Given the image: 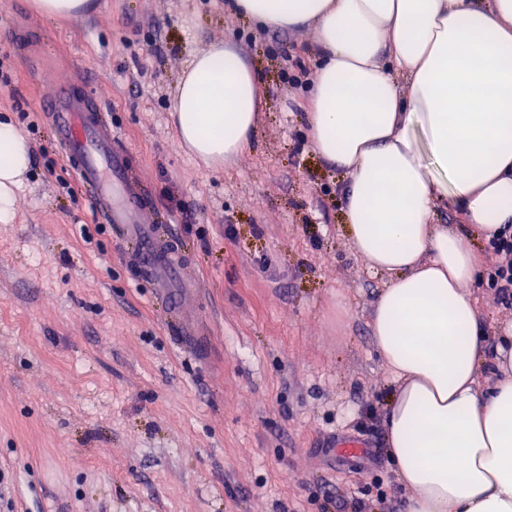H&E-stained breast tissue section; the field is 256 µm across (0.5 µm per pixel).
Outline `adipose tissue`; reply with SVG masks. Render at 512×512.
Masks as SVG:
<instances>
[{
	"mask_svg": "<svg viewBox=\"0 0 512 512\" xmlns=\"http://www.w3.org/2000/svg\"><path fill=\"white\" fill-rule=\"evenodd\" d=\"M257 24L311 32L318 64L307 137L343 169L353 250L388 280L374 346L395 389L388 452L409 512H512V328L487 389V336L468 287L472 238L512 223V0H235ZM264 104L229 44L194 53L171 107L181 145L219 167L251 145ZM32 164L0 119V223ZM460 213L456 228L434 208Z\"/></svg>",
	"mask_w": 512,
	"mask_h": 512,
	"instance_id": "ef3b65f1",
	"label": "adipose tissue"
}]
</instances>
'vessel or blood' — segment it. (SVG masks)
Masks as SVG:
<instances>
[{"mask_svg": "<svg viewBox=\"0 0 512 512\" xmlns=\"http://www.w3.org/2000/svg\"><path fill=\"white\" fill-rule=\"evenodd\" d=\"M52 115L55 140L106 223L117 230L121 241L134 245V264L149 280L165 312L186 333H194L195 321L181 308L177 285L194 289L188 264L169 255L160 224L141 188V176L116 142L103 110L86 91L63 83L42 104Z\"/></svg>", "mask_w": 512, "mask_h": 512, "instance_id": "vessel-or-blood-1", "label": "vessel or blood"}]
</instances>
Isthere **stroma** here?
Wrapping results in <instances>:
<instances>
[{
  "instance_id": "stroma-1",
  "label": "stroma",
  "mask_w": 512,
  "mask_h": 512,
  "mask_svg": "<svg viewBox=\"0 0 512 512\" xmlns=\"http://www.w3.org/2000/svg\"><path fill=\"white\" fill-rule=\"evenodd\" d=\"M225 0H97L49 18L0 0V115L32 147L0 223V512H407L387 452L392 376L371 336L385 284L353 251L338 184L306 141L305 30ZM231 42L266 92L252 149L208 168L169 107L193 54ZM85 84L199 287L178 334L78 190L41 109ZM489 336L512 323L475 280ZM364 442L361 453L338 448Z\"/></svg>"
}]
</instances>
